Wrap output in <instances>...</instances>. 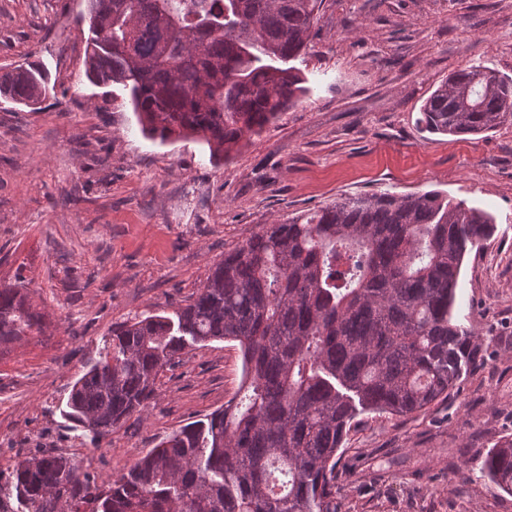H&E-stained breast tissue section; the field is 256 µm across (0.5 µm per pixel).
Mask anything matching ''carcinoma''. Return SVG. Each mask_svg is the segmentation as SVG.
Listing matches in <instances>:
<instances>
[{"mask_svg":"<svg viewBox=\"0 0 512 512\" xmlns=\"http://www.w3.org/2000/svg\"><path fill=\"white\" fill-rule=\"evenodd\" d=\"M318 0H88L85 73L130 87L143 131L196 137L229 157L307 93L288 62L307 48ZM49 77L0 69V99L34 106ZM425 129L480 135L512 121V79L472 63L421 108ZM494 231L486 211L439 192L365 193L270 224L224 254L176 318L112 330L72 386L67 414L98 437L154 399L187 349L238 345L245 385L173 432L124 475L79 477L80 461L36 454L11 483L25 512H336V455L357 409L403 416L448 398L481 347L454 315L467 251ZM17 285H0V344L41 329ZM480 470L512 494V437Z\"/></svg>","mask_w":512,"mask_h":512,"instance_id":"1","label":"carcinoma"}]
</instances>
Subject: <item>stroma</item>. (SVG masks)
Instances as JSON below:
<instances>
[{"label": "stroma", "instance_id": "35a3bbf8", "mask_svg": "<svg viewBox=\"0 0 512 512\" xmlns=\"http://www.w3.org/2000/svg\"><path fill=\"white\" fill-rule=\"evenodd\" d=\"M86 0H0V67L32 62L54 88L0 103V284L27 288L43 331L0 346V494L40 447L99 479L126 474L172 431L223 407L242 358L214 341L164 369L154 400L98 439L64 415L114 328L174 314L224 254L265 225L363 193L438 191L491 213L467 253L455 314L486 358L448 400L405 416L360 412L340 450L336 512H512L479 470L512 436V122L425 132L427 97L474 62L512 77V0H322L303 103L213 158L144 134L124 85L85 76Z\"/></svg>", "mask_w": 512, "mask_h": 512}]
</instances>
